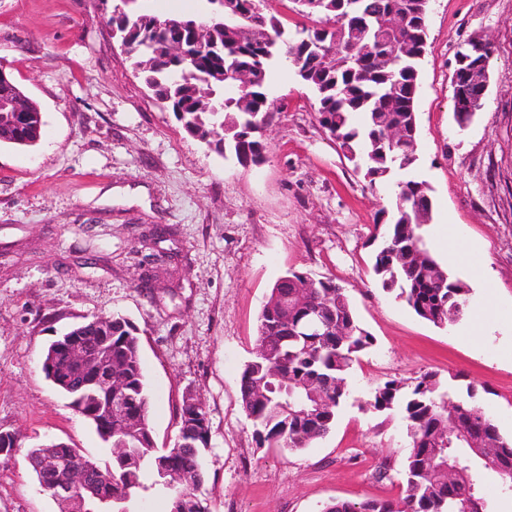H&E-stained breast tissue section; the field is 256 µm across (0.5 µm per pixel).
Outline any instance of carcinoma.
<instances>
[{
  "label": "carcinoma",
  "instance_id": "carcinoma-1",
  "mask_svg": "<svg viewBox=\"0 0 512 512\" xmlns=\"http://www.w3.org/2000/svg\"><path fill=\"white\" fill-rule=\"evenodd\" d=\"M209 11L186 19L180 30L163 28L160 16L135 6L112 20L125 54L154 94L168 104L185 131L232 154L243 166L260 162L266 149L263 132L274 116L267 90L269 69L285 62L316 96L315 118L341 152L356 163L370 186L396 184L388 231L376 251L373 272L382 288L397 292L414 313L436 327L455 325L465 314L469 289L453 279L431 253L424 227L431 223L433 201L426 181L412 175L417 161L419 65L427 51L430 0H293L298 15L313 26L288 33L268 14L265 0H237L242 15L255 23L260 39L236 41L224 24L217 0ZM405 13L407 26L383 32L388 14ZM186 45L201 43L207 52L183 75L172 76L171 59L156 53L162 38ZM478 59L453 68L452 91L476 95L469 72ZM252 68L258 83L242 92L224 73ZM20 105L23 111H15ZM39 107L22 97L12 82L0 84V143L28 145L41 138ZM304 272L286 276L288 287L275 283L263 305L257 345L240 379L242 408L253 421L259 448L301 451L327 435L347 396V378L358 355L373 345L360 327L342 286L331 278L314 280L305 291L296 283ZM295 303L286 312L282 297ZM92 358L112 360V372L126 383L125 416L112 421V441L126 451L101 464L85 457L98 496H87V512H131L129 507L152 495L167 497L169 512H209L197 496L205 481L203 453L210 443L207 413L185 395L179 408L178 434L185 445L158 452L150 426V398L140 355L138 329L112 316V341L103 345L93 320L77 323ZM58 388L72 399L102 433L107 393L94 384L79 390L85 368L62 356L52 361ZM467 398L455 400L459 418L471 426L469 437L445 434L449 420L441 403L436 375L421 374L411 384L392 379L378 386L369 405L395 412L406 427L409 452L403 494L396 501H332L323 512H488L482 494L485 472L512 491V438L500 433L493 417ZM55 455L59 468L74 463L58 443L28 449L26 457L38 482L44 459Z\"/></svg>",
  "mask_w": 512,
  "mask_h": 512
}]
</instances>
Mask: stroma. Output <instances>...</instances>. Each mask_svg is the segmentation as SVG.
<instances>
[{"instance_id":"35a3bbf8","label":"stroma","mask_w":512,"mask_h":512,"mask_svg":"<svg viewBox=\"0 0 512 512\" xmlns=\"http://www.w3.org/2000/svg\"><path fill=\"white\" fill-rule=\"evenodd\" d=\"M119 0H0V69L41 110L32 147L0 144V430L22 448L0 462V512H64L26 450L61 441L98 461L111 450L44 377L47 345L69 326L118 313L139 329L157 448L177 433L186 391L210 423V512H322L332 500H394L408 438L398 415L366 408L385 381L436 373L473 392L512 437V0H431L416 100L417 174L433 189L427 240L470 260L466 318L495 330L467 342L420 320L372 273L376 218L394 186L369 187L314 117V95L272 68L275 117L259 164L189 136L112 35ZM493 42L484 108L453 121L458 46ZM291 271L343 286L375 339L347 381L335 428L299 452L257 447L240 402L257 318ZM386 477H379V469Z\"/></svg>"}]
</instances>
